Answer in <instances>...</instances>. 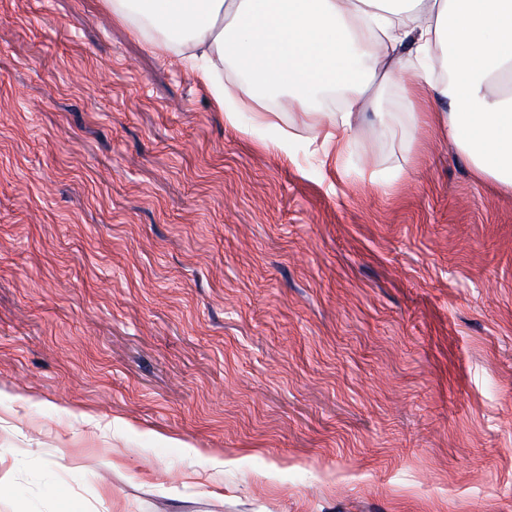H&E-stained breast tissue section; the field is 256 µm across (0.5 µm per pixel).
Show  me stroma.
Segmentation results:
<instances>
[{"label": "stroma", "instance_id": "35a3bbf8", "mask_svg": "<svg viewBox=\"0 0 512 512\" xmlns=\"http://www.w3.org/2000/svg\"><path fill=\"white\" fill-rule=\"evenodd\" d=\"M410 102L338 158L0 0V512H512V192Z\"/></svg>", "mask_w": 512, "mask_h": 512}]
</instances>
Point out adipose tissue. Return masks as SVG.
<instances>
[{
  "instance_id": "1",
  "label": "adipose tissue",
  "mask_w": 512,
  "mask_h": 512,
  "mask_svg": "<svg viewBox=\"0 0 512 512\" xmlns=\"http://www.w3.org/2000/svg\"><path fill=\"white\" fill-rule=\"evenodd\" d=\"M162 53L181 55L211 78L217 102L261 88L287 92L303 122L323 126L324 144L344 146L378 88L420 85L447 99L431 120L469 162L476 179L512 190V0H106ZM366 48L363 64L351 55ZM231 60L251 87L212 79ZM344 82L341 111L314 100Z\"/></svg>"
}]
</instances>
